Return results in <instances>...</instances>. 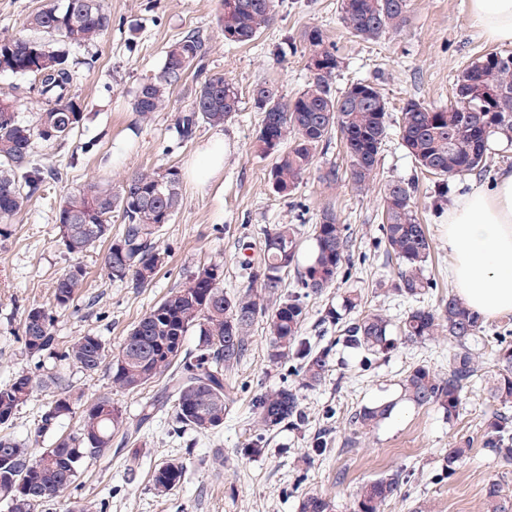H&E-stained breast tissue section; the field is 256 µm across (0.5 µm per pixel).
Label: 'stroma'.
I'll return each instance as SVG.
<instances>
[{
    "instance_id": "stroma-1",
    "label": "stroma",
    "mask_w": 512,
    "mask_h": 512,
    "mask_svg": "<svg viewBox=\"0 0 512 512\" xmlns=\"http://www.w3.org/2000/svg\"><path fill=\"white\" fill-rule=\"evenodd\" d=\"M111 30L103 40L69 49V61L79 78L74 86L84 118L64 143L36 144L45 168L58 171L29 206L9 221L0 237V385L19 372L42 365L44 371L65 376L76 392L91 399L112 392L107 371L88 375L48 356L29 357L21 343V319L26 308L48 303L53 281L69 265L55 222L62 196L88 182L120 184L137 170L159 165L185 171L200 142L213 134L201 128L195 141L178 143L176 115L189 102L201 77L224 75L241 96L240 109L225 122L229 151L224 173L207 190L182 180L184 205L165 225L159 246L169 254L155 281L140 291L110 282L103 270L102 250L82 257L86 277L75 306L55 325L60 342L84 332L102 336L118 349L128 330L171 289L181 285L197 267L224 266V290L235 293L246 281L236 260L240 240L261 243L276 224L312 225L320 210L334 206L341 223L353 232L354 266L345 279L323 295L306 301L307 336L332 345L331 371L325 382L302 393L308 419L302 428L266 431L258 424L253 399L261 391L297 384L287 365L268 358L264 323L254 325L246 361L232 372V402L224 427L216 434L174 435L165 418L145 424L136 451L112 447L85 461L67 501L102 504L104 512H298L300 500L320 493L331 498L337 512H350L361 487L396 469H407L408 483L385 512H412L425 501L431 512H484L483 488L497 480L512 494V466H499L483 446L486 422L496 405L482 387L469 390L455 418L438 407L417 408L402 403L391 417L369 433H354L351 414L362 405L396 399L407 370L419 363L438 369L448 366V344H401L388 358L365 362L362 355L338 345V328L320 325L321 310L339 304L342 290L357 289L367 308H380L400 317L407 302L375 292L377 281L396 271L380 245L378 204L386 183L415 182L419 214L433 242L428 273L438 286L426 295L437 305L451 291V258L443 232L447 206L431 204V183L400 144L397 127H390L382 146L377 174L368 189L358 192L348 183L349 158L340 141L318 154L311 172L291 198L273 194L268 183L271 158L254 149L263 114L252 89L272 83L293 95L307 81L308 50L302 35L320 28L335 46L341 61L334 86L343 90L355 79H376L384 88L392 117L416 99L433 107L446 105L461 66L493 49L473 26L469 0H410L407 21L400 30L374 41L347 35L340 19L341 0H275V21L251 45L236 46L224 39L221 0H106ZM197 31L206 44L203 71H189L173 87L165 107L151 120H141L132 108L138 87L157 75L163 49ZM335 169L338 179L328 185L319 175ZM328 430L324 455H311L315 434ZM261 439L265 452L244 455V446ZM471 441L472 451L450 478L440 474V459L449 445ZM178 457L186 464L182 484L165 498L150 490L151 475L160 462Z\"/></svg>"
}]
</instances>
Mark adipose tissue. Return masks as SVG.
<instances>
[{
  "label": "adipose tissue",
  "mask_w": 512,
  "mask_h": 512,
  "mask_svg": "<svg viewBox=\"0 0 512 512\" xmlns=\"http://www.w3.org/2000/svg\"><path fill=\"white\" fill-rule=\"evenodd\" d=\"M471 19L487 39L512 43V0H471ZM227 151L220 134L197 150L187 174L198 188L223 174ZM444 231L458 299L488 317L512 312V170L500 171L491 187L458 197Z\"/></svg>",
  "instance_id": "ef3b65f1"
}]
</instances>
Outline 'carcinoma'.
<instances>
[{"mask_svg": "<svg viewBox=\"0 0 512 512\" xmlns=\"http://www.w3.org/2000/svg\"><path fill=\"white\" fill-rule=\"evenodd\" d=\"M224 39L253 43L274 21V0H221ZM341 20L347 33L374 40L396 31L406 21L408 0H342ZM29 30L56 38L3 37L0 70L30 78L28 94L37 104L32 120L23 121L0 99V219L19 214L33 196L56 178L38 163V142L65 141L79 127L83 113L73 93L74 71L68 62L69 46L97 42L108 31L110 16L104 0H55L26 17ZM308 48L305 87L288 98L273 84L261 83L253 93L263 97L257 108L263 119L256 135L262 154L273 157L268 180L275 194L293 195L314 168L318 151L331 144L332 132L340 134L350 160L349 182L366 189L376 176L379 154L389 130V101L378 80H357L340 92L332 84L340 60L327 44L323 31L313 27L303 34ZM42 52L51 65L33 70V52ZM204 39L188 33L164 51L160 73L142 83L133 98V109L144 120L162 110L171 88L187 72L198 68L205 56ZM506 93V111H492L487 96ZM235 85L222 75H211L198 85L190 102L178 113L175 131L180 142L194 140L203 126L219 128L239 111ZM401 145L421 173L432 178L434 201L448 200L449 181L489 171V143L496 136L512 141V53L491 51L462 66L455 78L448 105L432 107L408 101L398 121ZM415 185L391 181L380 198L381 243L397 260L394 278L378 286L411 303L398 319L380 310L360 311L355 290L341 295V304L325 308L320 321L343 326L345 347L376 359L394 351L396 340L415 345L448 340V369L414 365L401 381L400 400L417 408L437 406L447 417L455 416L464 393L482 381L499 405L490 418L484 447L502 467L512 465V343L496 338L494 369H487V354L479 342L483 332L480 315L450 294L436 306L423 305V297L436 287L427 275L432 241L415 209ZM183 205L178 171L170 166L141 170L118 187L89 183L67 192L60 201L56 223L67 254L78 259L101 243H108L103 269L114 283L136 291L148 287L165 264L166 252L157 245L164 225ZM122 217L121 230L112 235V213ZM349 226L340 223L331 207L322 209L312 225L313 259L299 266L301 229L296 224H276L266 231L256 261L240 265L250 269L248 283L235 294L224 292V267L214 263L192 272L186 281L145 313L123 338L117 353L108 356L106 343L92 331L60 344L55 334L57 317L73 305L85 272L76 262L52 284V305H32L24 312L21 342L30 356L47 352L65 364L94 373L108 366L112 390L133 393L164 379L163 394L141 403L139 420L132 422L122 406L108 396L82 400L60 375H44L40 368L23 370L0 385V425L13 421L39 390L53 388L34 429L22 442L0 436V502L7 512H38L57 500L77 480L87 459L112 447L122 434L128 443L137 439L142 425L160 413L167 414L174 431L212 434L224 427V414L232 401L227 373L238 367L249 349L251 330L263 320L268 335V357L279 364L298 366L293 386L271 388L255 400L259 425L265 431L300 427L306 414L300 390L313 389L326 380L330 349L303 335L308 310L301 296L321 295L334 287L349 261ZM297 270V287L303 295L283 293L284 276ZM196 337L195 349L184 350L187 336ZM394 400L365 404L350 418L357 431H369L388 419ZM80 411L78 431L61 437L51 448L36 444L61 419ZM470 444L456 443L441 458V471L452 477L469 458ZM186 465L167 459L154 469L153 493L173 494L183 482ZM404 479L395 472L362 487L353 512H383V506L401 495ZM485 512H512V495L501 484L484 487ZM299 512H334V503L319 494L305 495Z\"/></svg>", "mask_w": 512, "mask_h": 512, "instance_id": "1", "label": "carcinoma"}]
</instances>
